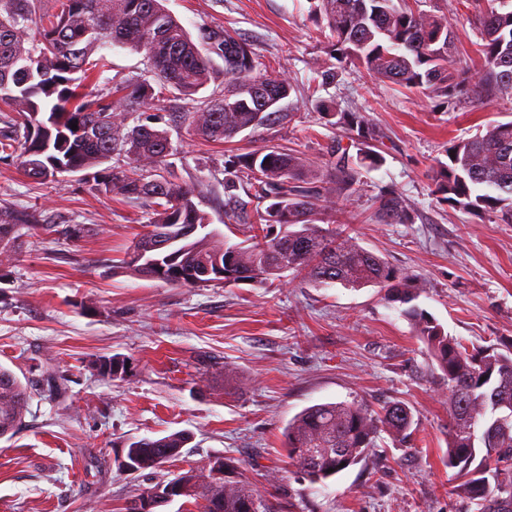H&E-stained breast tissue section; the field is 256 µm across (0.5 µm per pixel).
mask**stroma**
Instances as JSON below:
<instances>
[{
  "mask_svg": "<svg viewBox=\"0 0 512 512\" xmlns=\"http://www.w3.org/2000/svg\"><path fill=\"white\" fill-rule=\"evenodd\" d=\"M442 11L459 35L454 55L477 56L471 11L448 0H417ZM192 38L229 29L247 39L263 72L295 87L286 119L232 142L209 144L179 120L191 100H161L158 128L171 134L168 158L180 181L207 186L201 207L231 241L252 227L225 215L224 161L279 146L326 166L340 129L325 125L308 97L315 63L333 48L308 0H167ZM112 62L84 89L97 99L113 75L146 76L142 53L105 49ZM379 129L381 167L361 170L352 200L326 196L325 220L347 225L361 246L420 275L417 304L449 335L472 347L512 345V223L453 208L435 192L434 171L449 144L512 119V98H464L433 110L421 94L348 69L319 89ZM402 193L410 224H381L380 191ZM0 214L28 215L0 257V364L29 382L22 427L0 438V512H121L151 484L119 471L115 459L133 439L189 435L168 477L206 473L216 456L234 459L260 493L265 512H467L450 495L444 464L447 390L399 304L375 287H328L293 278L267 284L176 287L130 273L121 260L152 218L147 203L99 190L92 177L62 173L38 183L18 154L0 152ZM80 227L79 238L69 237ZM119 355L124 377L97 375L93 358ZM63 378L61 396L47 381ZM357 400L378 408L407 404L411 435L380 434L358 464L310 484L289 464L284 432L303 409Z\"/></svg>",
  "mask_w": 512,
  "mask_h": 512,
  "instance_id": "obj_1",
  "label": "stroma"
}]
</instances>
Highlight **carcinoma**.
Returning a JSON list of instances; mask_svg holds the SVG:
<instances>
[{"instance_id":"carcinoma-1","label":"carcinoma","mask_w":512,"mask_h":512,"mask_svg":"<svg viewBox=\"0 0 512 512\" xmlns=\"http://www.w3.org/2000/svg\"><path fill=\"white\" fill-rule=\"evenodd\" d=\"M164 0H60L56 13H41V0H0V112L5 133L0 149L21 148L20 165L34 181L47 175L96 169L99 189L128 202L145 201L153 210L149 230L126 251L121 264L152 279L155 267L175 270L173 286H195L198 269L219 259L224 285L264 283L285 271L320 284L345 288L378 287L384 299L404 305L401 313L425 345L448 389V450L444 464L454 470L453 494L478 512H512V349L468 348L414 304L425 292L419 276L391 266L355 238L316 224L324 194L349 199L357 170L375 169L384 157L374 149L377 134L366 116L341 108L333 98L315 100L331 126L350 134L357 154L336 141L329 170L322 174L306 159L282 147H263L229 156L224 165V213L233 217L244 204L236 194L244 181L257 204L249 217L257 234L250 246L232 243L210 228L209 214L187 187L167 171L171 140L167 130L148 124L158 97L148 80L136 85L113 78L112 91L95 102L78 89L97 80L110 62L109 44L145 52L149 72L160 88L191 97L212 80L213 57L224 63V88L195 99L184 121L206 142L224 144L284 116L281 102L294 86L287 78L256 72L255 53L228 30L205 33L201 50ZM312 12L326 21L328 41L339 66H318L312 81L324 87L348 66L415 90L448 106L474 93L484 104L512 96V0L474 4L481 43V68L467 82L458 80L450 60L455 32L445 14L413 8L408 0H311ZM144 121L133 126L128 114ZM77 129H71V124ZM111 166L98 169L104 163ZM436 192L451 207L501 214L512 223V121H493L485 131L448 146V163L434 176ZM287 200L276 214L264 203ZM382 224L414 220L393 190L377 196ZM199 225L198 234L175 242L179 226ZM283 231L273 235L271 228ZM28 386L0 365V438L22 424ZM410 408L400 402L376 410L364 402L310 406L288 423V458L312 484L357 464L375 447L380 432L404 441L412 425ZM189 441L183 432L128 442L127 459L138 474H157ZM234 461L224 459V481H202L193 470L175 480L197 512H259L256 489L232 479Z\"/></svg>"}]
</instances>
